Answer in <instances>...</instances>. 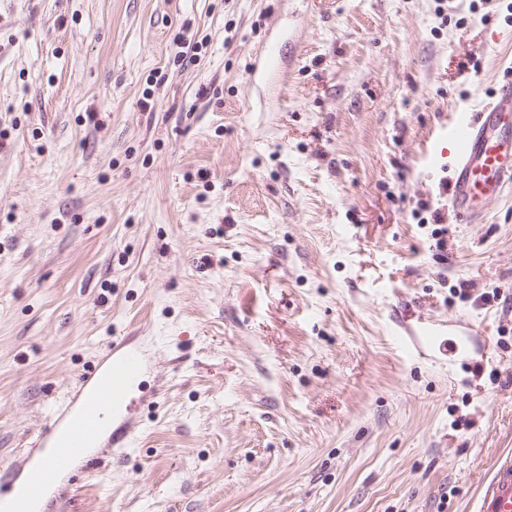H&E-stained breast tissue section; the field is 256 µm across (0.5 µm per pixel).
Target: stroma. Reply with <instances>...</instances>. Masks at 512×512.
Wrapping results in <instances>:
<instances>
[{
  "label": "stroma",
  "instance_id": "stroma-1",
  "mask_svg": "<svg viewBox=\"0 0 512 512\" xmlns=\"http://www.w3.org/2000/svg\"><path fill=\"white\" fill-rule=\"evenodd\" d=\"M469 4L0 0V465L148 351L133 444L41 512H477L512 454V192L441 249L413 217L512 74V0Z\"/></svg>",
  "mask_w": 512,
  "mask_h": 512
}]
</instances>
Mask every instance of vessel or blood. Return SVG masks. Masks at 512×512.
<instances>
[{"mask_svg": "<svg viewBox=\"0 0 512 512\" xmlns=\"http://www.w3.org/2000/svg\"><path fill=\"white\" fill-rule=\"evenodd\" d=\"M439 139L453 150L450 204L455 218L462 223L481 219L488 203L512 188V76L503 79L480 112L462 114L442 129ZM144 371L145 357L139 348L113 344L107 389L92 388L98 371L87 374L80 413L64 405L38 432L37 446L48 449L49 455L0 489V512H32L33 504L44 496L47 471L86 456L99 440V422L129 401ZM478 512H512V456L502 459L483 485Z\"/></svg>", "mask_w": 512, "mask_h": 512, "instance_id": "obj_1", "label": "vessel or blood"}]
</instances>
